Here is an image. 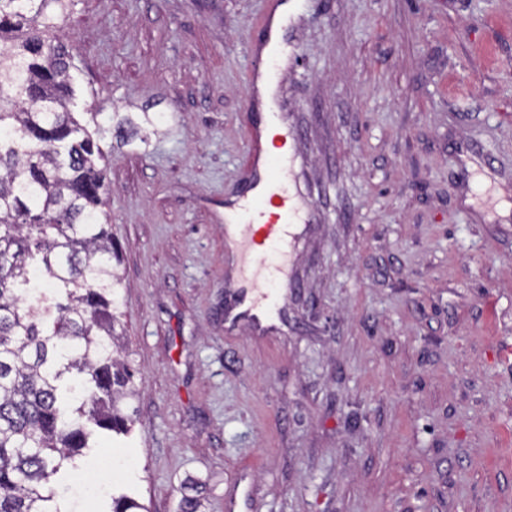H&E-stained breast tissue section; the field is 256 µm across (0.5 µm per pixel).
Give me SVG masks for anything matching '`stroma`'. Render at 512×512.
Returning a JSON list of instances; mask_svg holds the SVG:
<instances>
[{
    "mask_svg": "<svg viewBox=\"0 0 512 512\" xmlns=\"http://www.w3.org/2000/svg\"><path fill=\"white\" fill-rule=\"evenodd\" d=\"M264 3L73 0L58 31L72 109L104 128L139 394L132 436L84 449L57 502L512 512V0H298L266 103L247 95ZM275 114L303 222L254 337L224 326V218Z\"/></svg>",
    "mask_w": 512,
    "mask_h": 512,
    "instance_id": "1",
    "label": "stroma"
}]
</instances>
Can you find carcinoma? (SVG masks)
Segmentation results:
<instances>
[{"instance_id":"cac0c4a2","label":"carcinoma","mask_w":512,"mask_h":512,"mask_svg":"<svg viewBox=\"0 0 512 512\" xmlns=\"http://www.w3.org/2000/svg\"><path fill=\"white\" fill-rule=\"evenodd\" d=\"M68 0H0V512H62L50 483L98 432L131 434L94 134L70 109ZM110 512H147L127 494Z\"/></svg>"}]
</instances>
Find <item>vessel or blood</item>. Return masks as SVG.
<instances>
[{"label":"vessel or blood","mask_w":512,"mask_h":512,"mask_svg":"<svg viewBox=\"0 0 512 512\" xmlns=\"http://www.w3.org/2000/svg\"><path fill=\"white\" fill-rule=\"evenodd\" d=\"M269 134L287 137V122L277 119L250 136L249 154L256 160L257 179L264 182L265 192L244 197L240 207L254 219L224 227V249L235 261L234 291L224 306V321L261 333L281 315L277 292L292 283L288 246L300 221L299 209L285 187L287 156L260 155V141Z\"/></svg>","instance_id":"1"}]
</instances>
